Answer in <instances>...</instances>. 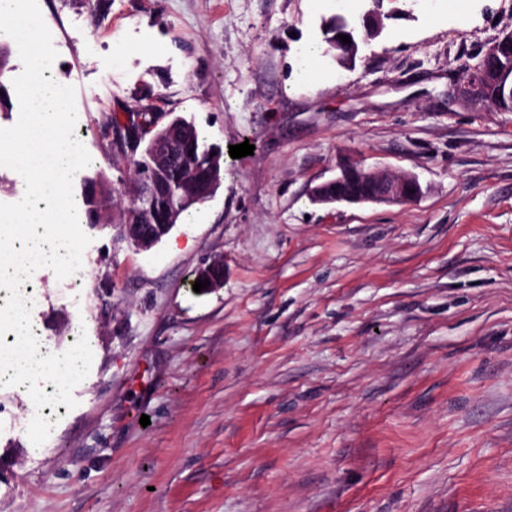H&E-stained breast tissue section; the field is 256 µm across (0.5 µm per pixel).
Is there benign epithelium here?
<instances>
[{
  "instance_id": "benign-epithelium-1",
  "label": "benign epithelium",
  "mask_w": 512,
  "mask_h": 512,
  "mask_svg": "<svg viewBox=\"0 0 512 512\" xmlns=\"http://www.w3.org/2000/svg\"><path fill=\"white\" fill-rule=\"evenodd\" d=\"M485 56L470 77L463 80L460 92L475 103L483 101L477 80L487 78L490 69ZM193 124L182 119L170 121L161 134L150 145L149 163L124 187L129 197V205L121 213L120 223L115 225L121 239L138 250H146L166 236L175 224L179 208L199 201L200 183L195 178L193 166L188 179L180 188L181 198L174 205L167 201V172L180 148L191 141ZM120 130L131 150H136L143 138L139 127L128 118L121 120ZM363 177L370 190L362 195L348 194L341 190L345 182ZM422 189L414 175H393L381 169H365L359 165L347 164L341 167L340 174L316 187L312 191L318 202L354 204L363 202L395 204L413 201L421 195ZM90 208L102 215L112 211V196L104 186H95L87 191ZM195 277L208 280V289L217 288L224 282V266L213 261L195 271Z\"/></svg>"
}]
</instances>
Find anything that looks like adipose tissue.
<instances>
[{"mask_svg":"<svg viewBox=\"0 0 512 512\" xmlns=\"http://www.w3.org/2000/svg\"><path fill=\"white\" fill-rule=\"evenodd\" d=\"M84 363L85 357L78 351L57 353L36 349L21 354L19 363L14 367V374L26 381L51 382L56 391L62 393L80 379Z\"/></svg>","mask_w":512,"mask_h":512,"instance_id":"adipose-tissue-1","label":"adipose tissue"}]
</instances>
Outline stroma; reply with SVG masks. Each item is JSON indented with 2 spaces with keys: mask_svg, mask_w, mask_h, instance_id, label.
<instances>
[{
  "mask_svg": "<svg viewBox=\"0 0 512 512\" xmlns=\"http://www.w3.org/2000/svg\"><path fill=\"white\" fill-rule=\"evenodd\" d=\"M38 5L84 176H120L114 112L255 150L153 248L87 224L85 269L33 273L39 344L79 327L88 360L41 428L0 381V512H512V112L459 91L512 0H384L382 34L308 83L303 47L370 0ZM348 162L422 195L311 202ZM214 260L222 287L194 292Z\"/></svg>",
  "mask_w": 512,
  "mask_h": 512,
  "instance_id": "35a3bbf8",
  "label": "stroma"
}]
</instances>
